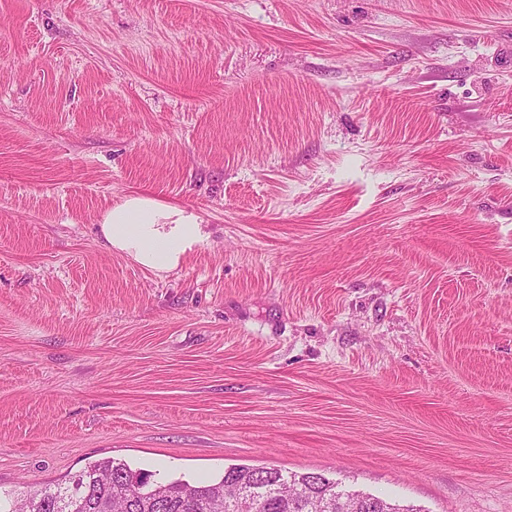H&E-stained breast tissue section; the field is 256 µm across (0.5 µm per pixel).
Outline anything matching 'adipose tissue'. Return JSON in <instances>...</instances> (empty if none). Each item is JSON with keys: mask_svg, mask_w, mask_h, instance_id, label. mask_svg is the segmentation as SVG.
Listing matches in <instances>:
<instances>
[{"mask_svg": "<svg viewBox=\"0 0 512 512\" xmlns=\"http://www.w3.org/2000/svg\"><path fill=\"white\" fill-rule=\"evenodd\" d=\"M99 225L105 247L157 272L177 267L209 237L194 210L140 192L127 195L102 214Z\"/></svg>", "mask_w": 512, "mask_h": 512, "instance_id": "1", "label": "adipose tissue"}]
</instances>
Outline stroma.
I'll return each mask as SVG.
<instances>
[{"label": "stroma", "mask_w": 512, "mask_h": 512, "mask_svg": "<svg viewBox=\"0 0 512 512\" xmlns=\"http://www.w3.org/2000/svg\"><path fill=\"white\" fill-rule=\"evenodd\" d=\"M103 458L512 512V0H0V484ZM99 225L105 247L157 272L177 267L209 237L193 209L164 204L140 192L102 214Z\"/></svg>", "instance_id": "obj_1"}]
</instances>
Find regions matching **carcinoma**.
<instances>
[{"label": "carcinoma", "instance_id": "carcinoma-1", "mask_svg": "<svg viewBox=\"0 0 512 512\" xmlns=\"http://www.w3.org/2000/svg\"><path fill=\"white\" fill-rule=\"evenodd\" d=\"M259 486V498L250 512H363L360 502L321 480L313 472H283L275 468L230 467L217 481L190 483L164 479L146 470H133L113 459L88 464L68 482L48 483L25 493L0 488V512H17L12 502L31 512H100L103 502L121 494L129 502L116 512H224V482ZM376 512H423L414 504L376 497Z\"/></svg>", "mask_w": 512, "mask_h": 512}]
</instances>
